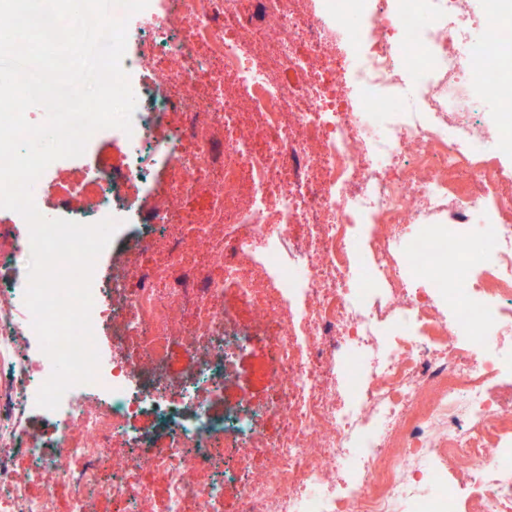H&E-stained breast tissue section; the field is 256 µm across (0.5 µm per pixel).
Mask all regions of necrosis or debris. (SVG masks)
I'll list each match as a JSON object with an SVG mask.
<instances>
[{"mask_svg":"<svg viewBox=\"0 0 512 512\" xmlns=\"http://www.w3.org/2000/svg\"><path fill=\"white\" fill-rule=\"evenodd\" d=\"M186 22L129 25L137 52L125 55L148 111L135 113L127 164L95 168L49 185L69 218L134 223L154 154L174 170L170 189L152 202L156 219L178 224L166 263L116 271L109 298L93 289L91 317L122 319L133 353L100 365L96 381L69 389L52 438L18 426L52 364L33 349L36 333L25 284H0V512H99L102 469L119 480L110 495L125 512H153L142 472L162 473V512H224L215 474L225 445L236 450L238 512H512V398L492 399L512 349L503 298L512 297V175L499 163L512 134L477 123L471 92L512 61L469 45V0H168ZM431 11L433 23L417 17ZM352 15L367 25L354 37L351 76L335 67L326 29ZM424 64H417L416 54ZM223 63L207 90L198 72ZM180 115L168 138L166 112ZM218 172L207 223L181 220L180 197L195 176ZM237 230H224L227 219ZM480 221L485 248L465 225ZM303 225L285 242L271 229ZM419 227L433 245L449 242L436 263L411 268L397 230ZM203 245L224 277L184 262L180 244ZM289 258H282V250ZM136 288H128V281ZM249 298L258 321L277 330L269 383L286 430L268 443L245 419L246 406L215 418L209 397L221 392L235 337L225 330L224 290ZM199 352L194 371L171 382L162 370L171 341ZM361 349L341 403L325 373L344 346ZM147 414L162 429L144 441L133 420ZM381 424L370 434L371 424ZM362 447H355V440ZM362 465L349 493L336 491L339 461ZM269 460L253 471L256 454ZM471 479L468 497L424 489L448 460ZM44 486L32 496V485Z\"/></svg>","mask_w":512,"mask_h":512,"instance_id":"obj_1","label":"necrosis or debris"}]
</instances>
